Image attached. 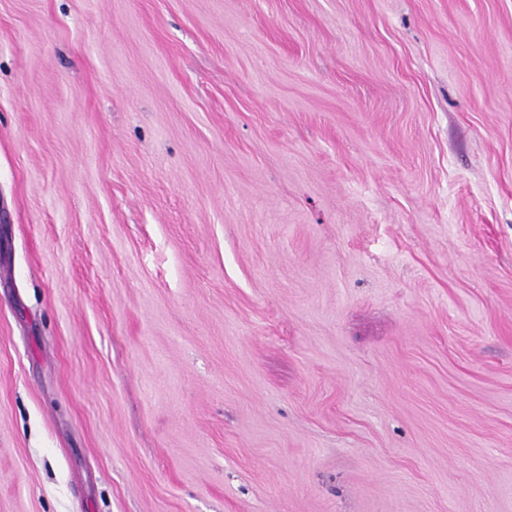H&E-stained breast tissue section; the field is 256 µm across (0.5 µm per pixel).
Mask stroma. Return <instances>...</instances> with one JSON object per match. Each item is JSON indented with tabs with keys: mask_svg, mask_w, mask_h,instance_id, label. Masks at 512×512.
<instances>
[{
	"mask_svg": "<svg viewBox=\"0 0 512 512\" xmlns=\"http://www.w3.org/2000/svg\"><path fill=\"white\" fill-rule=\"evenodd\" d=\"M0 512H512V0H0Z\"/></svg>",
	"mask_w": 512,
	"mask_h": 512,
	"instance_id": "obj_1",
	"label": "stroma"
}]
</instances>
